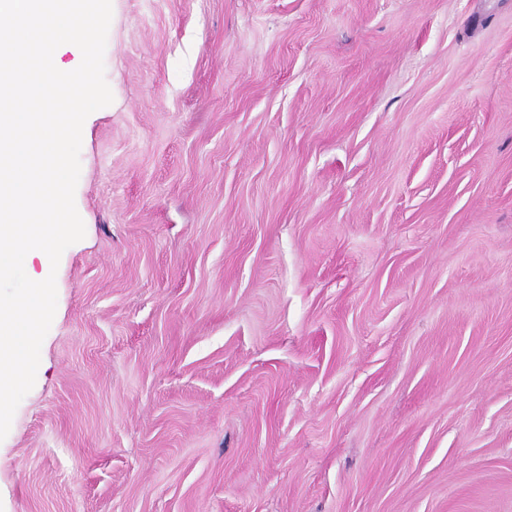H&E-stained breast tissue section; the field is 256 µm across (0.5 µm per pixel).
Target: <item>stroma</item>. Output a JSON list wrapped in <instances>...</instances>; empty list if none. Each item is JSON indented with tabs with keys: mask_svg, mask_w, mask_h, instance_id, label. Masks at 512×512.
<instances>
[{
	"mask_svg": "<svg viewBox=\"0 0 512 512\" xmlns=\"http://www.w3.org/2000/svg\"><path fill=\"white\" fill-rule=\"evenodd\" d=\"M0 512H512V0H112Z\"/></svg>",
	"mask_w": 512,
	"mask_h": 512,
	"instance_id": "obj_1",
	"label": "stroma"
}]
</instances>
